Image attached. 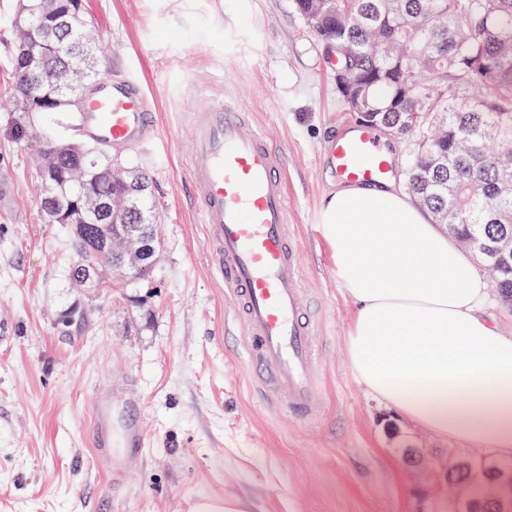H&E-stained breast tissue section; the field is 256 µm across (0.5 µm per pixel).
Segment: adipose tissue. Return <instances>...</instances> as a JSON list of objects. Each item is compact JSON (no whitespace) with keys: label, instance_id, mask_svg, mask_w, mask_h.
I'll list each match as a JSON object with an SVG mask.
<instances>
[{"label":"adipose tissue","instance_id":"obj_1","mask_svg":"<svg viewBox=\"0 0 512 512\" xmlns=\"http://www.w3.org/2000/svg\"><path fill=\"white\" fill-rule=\"evenodd\" d=\"M319 225L354 314L348 362L376 398L441 439L512 458V336L487 279L394 180L336 183Z\"/></svg>","mask_w":512,"mask_h":512}]
</instances>
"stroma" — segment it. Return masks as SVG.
Segmentation results:
<instances>
[{"mask_svg":"<svg viewBox=\"0 0 512 512\" xmlns=\"http://www.w3.org/2000/svg\"><path fill=\"white\" fill-rule=\"evenodd\" d=\"M17 5L0 0V512H195L228 491L258 512H450L447 497L420 494L429 461L492 455L399 417L347 361L353 303L318 211L336 182L323 148L357 120L293 0H85L103 65L113 82H140L157 129L109 150L148 178L161 241L143 276L112 272L105 288L71 281V227L42 218L31 139L73 132L63 114L12 109ZM227 98L286 157L316 319L322 408L310 423L253 389L193 199L190 114ZM106 385L118 396L108 455L88 436ZM132 406L145 433L134 450L123 438Z\"/></svg>","mask_w":512,"mask_h":512,"instance_id":"stroma-1","label":"stroma"}]
</instances>
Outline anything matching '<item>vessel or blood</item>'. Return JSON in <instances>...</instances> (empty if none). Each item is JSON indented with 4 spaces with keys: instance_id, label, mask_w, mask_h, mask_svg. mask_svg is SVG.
<instances>
[{
    "instance_id": "1",
    "label": "vessel or blood",
    "mask_w": 512,
    "mask_h": 512,
    "mask_svg": "<svg viewBox=\"0 0 512 512\" xmlns=\"http://www.w3.org/2000/svg\"><path fill=\"white\" fill-rule=\"evenodd\" d=\"M84 117L88 135L121 146L154 133L153 116L137 81L103 83ZM190 169L213 264L224 280L248 340L247 363L256 389L272 405L315 421V325L303 299V266L288 227L284 158L247 112L228 98L191 117ZM350 186L387 180L390 161L372 127L355 126L325 151ZM90 432L107 451L112 396L97 393Z\"/></svg>"
}]
</instances>
